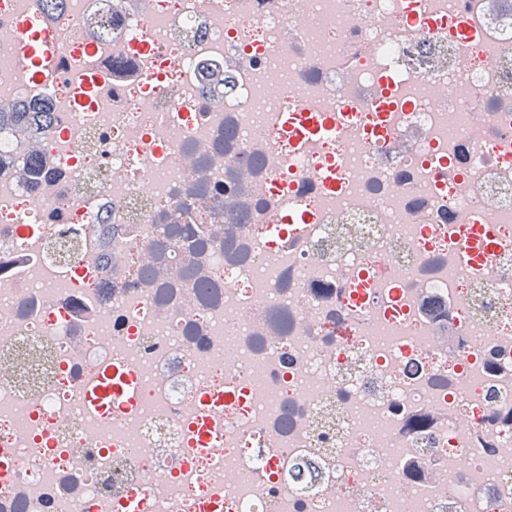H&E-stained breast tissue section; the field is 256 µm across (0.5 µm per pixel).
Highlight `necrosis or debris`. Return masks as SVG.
Masks as SVG:
<instances>
[{
  "label": "necrosis or debris",
  "mask_w": 512,
  "mask_h": 512,
  "mask_svg": "<svg viewBox=\"0 0 512 512\" xmlns=\"http://www.w3.org/2000/svg\"><path fill=\"white\" fill-rule=\"evenodd\" d=\"M95 6L114 22L92 56ZM54 18L66 63L42 79L0 39V98L51 106L30 180L0 130V367L28 357L0 370V512H121L129 488L145 512H512V0ZM306 105L346 118L299 150L279 116ZM473 224L499 242L479 266ZM116 363L134 407L90 410ZM208 395L222 427L199 448ZM100 75L97 72L89 73L74 85V99L79 108H85L92 104L96 96ZM471 233L459 240V250L464 259L487 260L497 247L493 229L487 224H473Z\"/></svg>",
  "instance_id": "obj_1"
}]
</instances>
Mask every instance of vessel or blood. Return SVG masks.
Listing matches in <instances>:
<instances>
[{
  "mask_svg": "<svg viewBox=\"0 0 512 512\" xmlns=\"http://www.w3.org/2000/svg\"><path fill=\"white\" fill-rule=\"evenodd\" d=\"M57 23L44 15H25L16 23L13 34L21 49L22 59L34 75H41L44 68L61 63L64 55L57 39ZM99 73L87 74L73 87L78 107L92 104ZM344 119L343 113L325 114L306 107L302 111L283 114L281 128L284 135L303 142L313 137H325L338 130ZM462 257L476 260L488 259L497 246L491 226L475 224L471 232L458 242ZM134 396V379L126 367H115L102 373L88 395L90 404L106 410L114 400Z\"/></svg>",
  "mask_w": 512,
  "mask_h": 512,
  "instance_id": "vessel-or-blood-1",
  "label": "vessel or blood"
}]
</instances>
